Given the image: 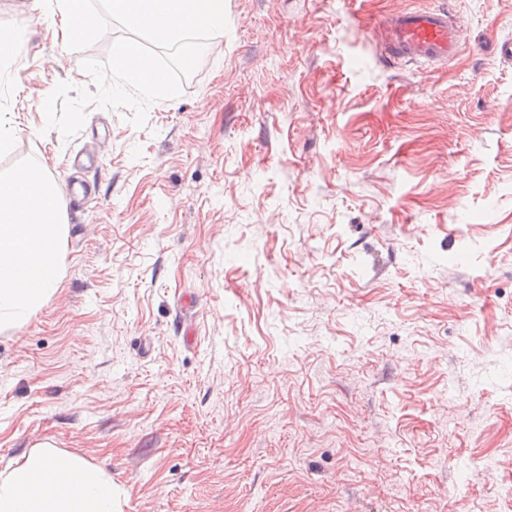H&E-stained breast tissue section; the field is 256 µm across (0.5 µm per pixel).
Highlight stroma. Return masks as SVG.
<instances>
[{"label":"stroma","instance_id":"1","mask_svg":"<svg viewBox=\"0 0 512 512\" xmlns=\"http://www.w3.org/2000/svg\"><path fill=\"white\" fill-rule=\"evenodd\" d=\"M179 97L143 126L40 107L92 88L123 36L24 40L0 80L19 133L0 177L44 167L65 271L0 330V469L42 443L111 475L117 512H498L477 467L512 442V0H224ZM445 7L471 36L444 65L374 34Z\"/></svg>","mask_w":512,"mask_h":512}]
</instances>
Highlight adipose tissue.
I'll list each match as a JSON object with an SVG mask.
<instances>
[{
  "label": "adipose tissue",
  "instance_id": "adipose-tissue-1",
  "mask_svg": "<svg viewBox=\"0 0 512 512\" xmlns=\"http://www.w3.org/2000/svg\"><path fill=\"white\" fill-rule=\"evenodd\" d=\"M53 7L63 39L102 36L83 0ZM64 236L58 186L44 168L0 178V328L18 326L57 290ZM113 496L103 470L47 443L0 470V512H115Z\"/></svg>",
  "mask_w": 512,
  "mask_h": 512
}]
</instances>
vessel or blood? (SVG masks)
Listing matches in <instances>:
<instances>
[{
    "mask_svg": "<svg viewBox=\"0 0 512 512\" xmlns=\"http://www.w3.org/2000/svg\"><path fill=\"white\" fill-rule=\"evenodd\" d=\"M383 52L396 61L445 63L467 43L463 26L445 9H408L379 25Z\"/></svg>",
    "mask_w": 512,
    "mask_h": 512,
    "instance_id": "1",
    "label": "vessel or blood"
}]
</instances>
